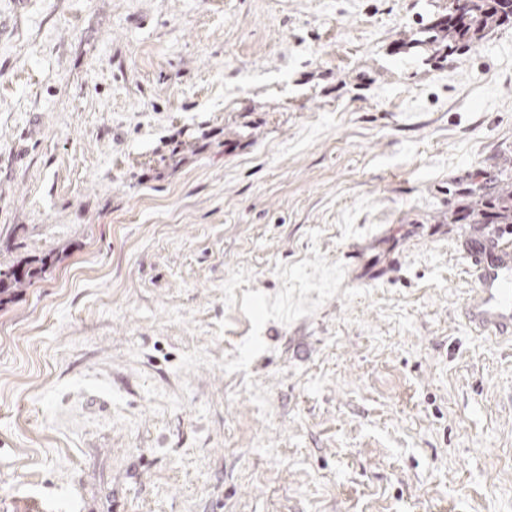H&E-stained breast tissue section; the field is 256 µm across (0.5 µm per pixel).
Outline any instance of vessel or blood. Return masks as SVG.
<instances>
[{
  "label": "vessel or blood",
  "instance_id": "obj_1",
  "mask_svg": "<svg viewBox=\"0 0 512 512\" xmlns=\"http://www.w3.org/2000/svg\"><path fill=\"white\" fill-rule=\"evenodd\" d=\"M479 286L464 306L469 323L480 333L512 335V232L503 235L492 252L475 251Z\"/></svg>",
  "mask_w": 512,
  "mask_h": 512
}]
</instances>
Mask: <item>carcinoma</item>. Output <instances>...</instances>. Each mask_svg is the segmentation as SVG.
<instances>
[{
	"instance_id": "1",
	"label": "carcinoma",
	"mask_w": 512,
	"mask_h": 512,
	"mask_svg": "<svg viewBox=\"0 0 512 512\" xmlns=\"http://www.w3.org/2000/svg\"><path fill=\"white\" fill-rule=\"evenodd\" d=\"M512 23V0H448V7L437 15L421 19L420 27L402 43L407 49L426 48L437 55L461 52L483 38L485 32ZM38 268H0V307L12 301L39 273Z\"/></svg>"
}]
</instances>
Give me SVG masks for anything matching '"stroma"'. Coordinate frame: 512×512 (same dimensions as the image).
<instances>
[{
  "label": "stroma",
  "mask_w": 512,
  "mask_h": 512,
  "mask_svg": "<svg viewBox=\"0 0 512 512\" xmlns=\"http://www.w3.org/2000/svg\"><path fill=\"white\" fill-rule=\"evenodd\" d=\"M448 0H0V512H512V24ZM509 23L512 0H448L442 12L422 18L421 26L401 46L425 47L433 51L431 59L441 51L447 57L470 47L490 29ZM479 269V287L466 299L464 312L480 333L512 335V232L493 245V252L471 254ZM40 261L39 269L21 265L1 269L0 266V307L10 303L19 289L30 284L35 276L44 271L46 262L44 259Z\"/></svg>",
  "instance_id": "1"
}]
</instances>
